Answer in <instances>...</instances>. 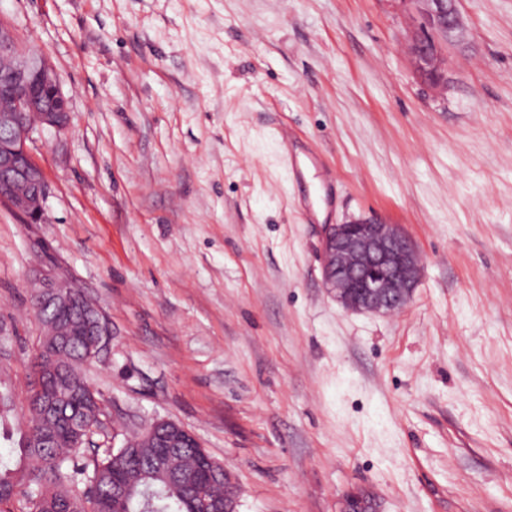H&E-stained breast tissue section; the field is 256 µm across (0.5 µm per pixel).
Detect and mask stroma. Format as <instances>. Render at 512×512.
I'll use <instances>...</instances> for the list:
<instances>
[{
	"instance_id": "stroma-1",
	"label": "stroma",
	"mask_w": 512,
	"mask_h": 512,
	"mask_svg": "<svg viewBox=\"0 0 512 512\" xmlns=\"http://www.w3.org/2000/svg\"><path fill=\"white\" fill-rule=\"evenodd\" d=\"M459 8L468 46L434 89L405 0H0L71 100L30 142L44 223L0 205V461L50 274L107 324L85 460L170 419L235 475L238 512L361 488L381 512H512V0ZM358 218L417 247L399 315L323 285L320 225Z\"/></svg>"
}]
</instances>
